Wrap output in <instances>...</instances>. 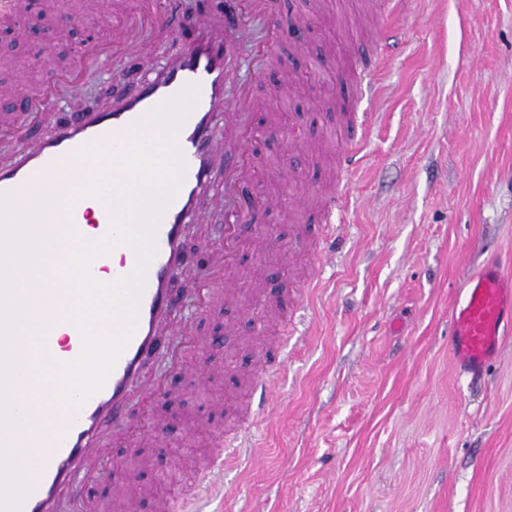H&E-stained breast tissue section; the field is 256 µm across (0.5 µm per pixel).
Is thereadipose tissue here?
Returning <instances> with one entry per match:
<instances>
[{"label": "adipose tissue", "mask_w": 512, "mask_h": 512, "mask_svg": "<svg viewBox=\"0 0 512 512\" xmlns=\"http://www.w3.org/2000/svg\"><path fill=\"white\" fill-rule=\"evenodd\" d=\"M112 281L107 272H99L92 293L76 298L70 305H49L42 309L40 315L29 316L25 325L27 331L39 333L49 329L51 343H39L32 361L29 376V393L34 397L50 395L56 398L54 421L63 424L70 406L66 401L72 377V367L64 350V335L72 328L93 323L94 328L87 338L94 344L111 342V330H99V323L112 321Z\"/></svg>", "instance_id": "ef3b65f1"}]
</instances>
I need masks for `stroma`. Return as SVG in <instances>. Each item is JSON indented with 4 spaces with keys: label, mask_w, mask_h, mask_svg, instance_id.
Returning <instances> with one entry per match:
<instances>
[{
    "label": "stroma",
    "mask_w": 512,
    "mask_h": 512,
    "mask_svg": "<svg viewBox=\"0 0 512 512\" xmlns=\"http://www.w3.org/2000/svg\"><path fill=\"white\" fill-rule=\"evenodd\" d=\"M363 0H270L280 21L309 14L299 44L281 43L263 76L240 47L236 78L269 96L282 72L304 80L285 103L301 149L285 151L283 127L259 123L251 188L266 224L290 252L239 250L238 299L197 311L198 286L179 277L202 335L222 334V376L194 378L151 359L165 375L160 410L191 411V430L168 433L161 447L126 455L155 464L139 470L138 489L179 498L216 435L246 440L247 456L229 459L220 480L223 512H512V336L478 382L462 378L449 352L451 311L463 281L490 256L512 274V0H406L395 42L377 61L382 20L362 36L352 27ZM179 34L148 29L132 58L94 74L32 125L45 134L62 112L105 107L164 68L174 40L196 25L220 28L224 0H183ZM26 37H18V30ZM76 44L69 25L46 22L43 0H29L19 25L0 23V111H13L38 87L21 60L49 53L66 65ZM379 66L378 102L351 73ZM361 134L362 161L336 167L338 148ZM336 183L349 207L336 225L334 253L312 261L325 226L301 197ZM213 189L188 248L204 268L223 244L224 210ZM320 286L305 292L304 282ZM280 301L298 334L269 321ZM274 367L269 396L247 407L262 366Z\"/></svg>",
    "instance_id": "35a3bbf8"
}]
</instances>
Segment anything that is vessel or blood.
Segmentation results:
<instances>
[{
    "label": "vessel or blood",
    "instance_id": "obj_1",
    "mask_svg": "<svg viewBox=\"0 0 512 512\" xmlns=\"http://www.w3.org/2000/svg\"><path fill=\"white\" fill-rule=\"evenodd\" d=\"M401 0H375L384 22V38L396 35L395 16ZM266 18L269 39L259 64L267 71L282 33V25L270 16L267 0H238L232 21L240 39H247L252 17ZM183 15L179 0L166 8L143 9L141 17L113 28L109 39L87 49L66 69L49 75L48 89L65 82L78 93L79 80L117 57L138 52L144 22L177 30ZM236 63L233 43L202 27L193 43L175 46L166 67L135 84L108 107L61 118L49 135L32 138L29 122L36 119L48 97L39 95L26 107V119L9 112L0 114V130L13 133L26 145L9 162L0 165V196H12L20 217L35 216L39 245L56 242L59 216L56 209L37 207L36 190L50 180L61 163L76 159L82 149L100 145L115 151L149 128L153 112L175 99L186 86H198L197 101L180 125L177 146L184 161L181 187L163 209L154 233L156 254L149 263L143 287L130 311L112 319L111 348L98 350L86 340V327L72 333L68 347L73 367L70 402L72 410L62 427L52 423L53 402L33 403L28 392L29 334L18 323L20 311H33L38 300L64 301L65 296L51 265H39L33 283L21 282L17 254L0 249V512H110L89 495L90 488L107 477L106 465L90 466L99 455L104 428H111L116 443L163 445L166 422L161 418L136 421L126 414L132 396L155 399L164 386L145 376L147 360L160 350L161 331L182 337L188 348L177 370L208 383L212 368L207 360L190 356L198 339L191 322L176 319L182 299L173 288L185 270L183 243L187 229L216 176L224 178V211L231 219L224 224V246L210 257V278L204 284L201 306L234 296L239 244L250 239L266 249L271 232L259 224L253 212L244 210L241 188L248 181L252 138L240 130V114L250 104L251 94L228 101L226 85ZM512 329V274L487 261L470 277L452 311L450 350L460 375L478 380L499 347L504 333ZM44 449L45 454L23 466L16 451L20 445ZM224 467V448L215 446L203 468L202 484L215 490L216 476Z\"/></svg>",
    "mask_w": 512,
    "mask_h": 512
}]
</instances>
